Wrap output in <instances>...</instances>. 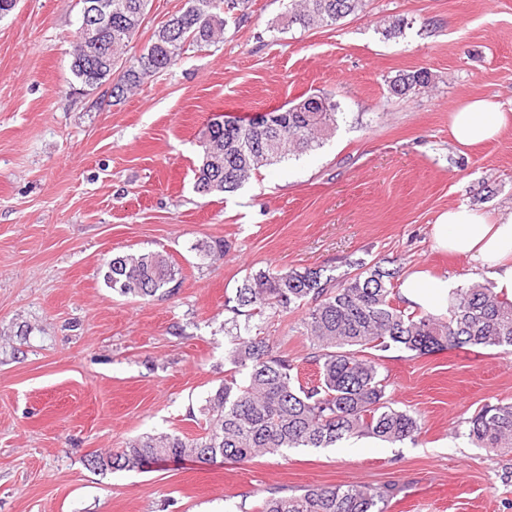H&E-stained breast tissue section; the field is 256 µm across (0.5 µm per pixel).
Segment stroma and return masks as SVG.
Returning a JSON list of instances; mask_svg holds the SVG:
<instances>
[{
	"instance_id": "35a3bbf8",
	"label": "stroma",
	"mask_w": 512,
	"mask_h": 512,
	"mask_svg": "<svg viewBox=\"0 0 512 512\" xmlns=\"http://www.w3.org/2000/svg\"><path fill=\"white\" fill-rule=\"evenodd\" d=\"M285 6L249 0L222 42L188 49L120 101L71 73L81 0H20L0 19V512H259L265 497L339 484L392 486L387 512H512V455L475 447L466 425L512 402V349L387 352L395 407L421 417L413 441L87 464L139 436L204 434L203 406L230 372L224 304L251 271L337 276L384 258L461 285L486 279L434 249L430 230L460 204L512 213V129L461 148L448 124L466 96L512 108V0H366L311 29L288 26ZM421 68L428 88L392 94ZM321 94L340 110L322 146L235 192L195 191L212 114ZM148 251L178 268L174 294L112 291L110 260ZM304 316L260 317L276 353L307 356Z\"/></svg>"
}]
</instances>
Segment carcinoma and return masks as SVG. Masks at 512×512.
Here are the masks:
<instances>
[{
	"label": "carcinoma",
	"instance_id": "obj_1",
	"mask_svg": "<svg viewBox=\"0 0 512 512\" xmlns=\"http://www.w3.org/2000/svg\"><path fill=\"white\" fill-rule=\"evenodd\" d=\"M248 0H187V7L154 29L132 65L125 57L147 14L148 0H112V26L96 40L111 47L112 63L94 58L75 32L71 72L85 90L112 80V97L122 99L145 77L176 65L186 48L208 47L224 35L226 16ZM364 0H287V25L306 29L333 24L363 8ZM425 69L400 74L391 82L395 95L426 88ZM338 104L327 96L271 109L272 126L248 117H224V126L202 133V161L194 170V188L202 195L234 192L260 168L301 155L332 136ZM178 269L159 252L117 255L108 264L107 284L124 295L150 301L169 293ZM396 272L376 262L356 272L325 276L319 270L291 268L276 273L257 270L245 278L238 317L250 306L244 325L226 350L234 371L207 400L208 426L203 436L145 435L112 454L89 459L95 469L144 467L171 460L220 456L245 463L288 448H330L351 437L383 442L412 440L420 430L418 414L393 406L388 379L381 375L383 353L402 349L416 356L442 350L512 348V300L490 281L456 289L448 313L410 311L400 306ZM307 308L302 321L312 344L307 359L317 367V382L305 385L297 361L273 353L254 316ZM468 438L478 448L512 454V403L484 405L468 421ZM391 490L369 485L312 487L299 495L265 499L260 512H386Z\"/></svg>",
	"mask_w": 512,
	"mask_h": 512
}]
</instances>
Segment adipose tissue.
Segmentation results:
<instances>
[{"instance_id": "obj_1", "label": "adipose tissue", "mask_w": 512, "mask_h": 512, "mask_svg": "<svg viewBox=\"0 0 512 512\" xmlns=\"http://www.w3.org/2000/svg\"><path fill=\"white\" fill-rule=\"evenodd\" d=\"M450 126L457 145L473 146L512 128V110L490 97L468 96L451 112ZM431 238L439 250L470 257L512 300V215L494 218L460 205L439 216ZM456 288L448 277L415 270L403 277L400 294L410 309L443 314Z\"/></svg>"}]
</instances>
